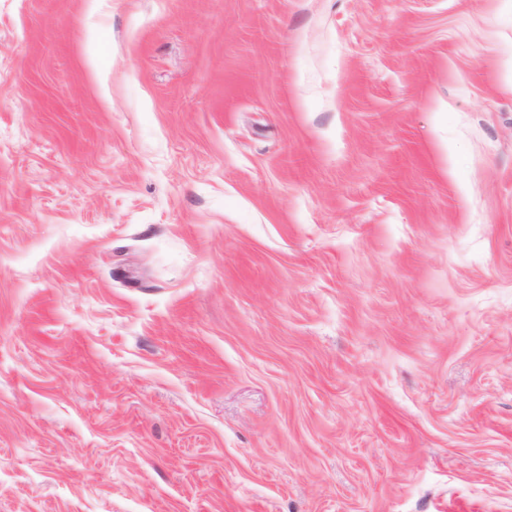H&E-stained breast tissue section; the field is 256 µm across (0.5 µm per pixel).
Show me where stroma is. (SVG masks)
<instances>
[{
    "label": "stroma",
    "instance_id": "obj_1",
    "mask_svg": "<svg viewBox=\"0 0 512 512\" xmlns=\"http://www.w3.org/2000/svg\"><path fill=\"white\" fill-rule=\"evenodd\" d=\"M0 512H512V0H0Z\"/></svg>",
    "mask_w": 512,
    "mask_h": 512
}]
</instances>
